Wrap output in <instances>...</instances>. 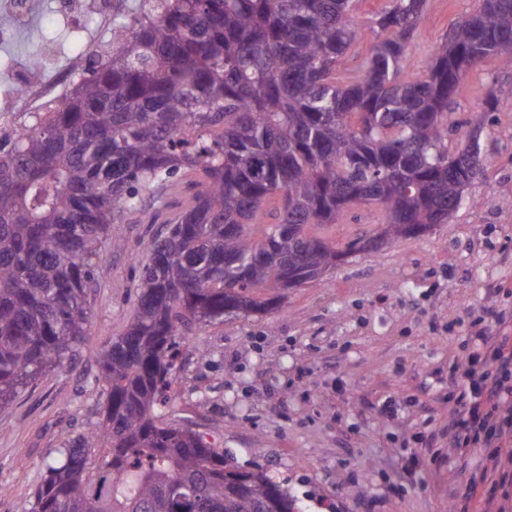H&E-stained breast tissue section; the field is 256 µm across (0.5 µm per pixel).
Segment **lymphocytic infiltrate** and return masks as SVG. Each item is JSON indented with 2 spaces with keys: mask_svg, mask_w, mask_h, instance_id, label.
<instances>
[{
  "mask_svg": "<svg viewBox=\"0 0 512 512\" xmlns=\"http://www.w3.org/2000/svg\"><path fill=\"white\" fill-rule=\"evenodd\" d=\"M486 319L474 324L468 352L450 365L454 390L448 397V437L454 447L484 452V466L453 494L474 512L512 482V475L500 469L503 450L512 447V336L489 333L490 326L511 324L512 316L490 307Z\"/></svg>",
  "mask_w": 512,
  "mask_h": 512,
  "instance_id": "f902f5d3",
  "label": "lymphocytic infiltrate"
}]
</instances>
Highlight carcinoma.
<instances>
[{
  "mask_svg": "<svg viewBox=\"0 0 512 512\" xmlns=\"http://www.w3.org/2000/svg\"><path fill=\"white\" fill-rule=\"evenodd\" d=\"M425 6L389 0L363 21L359 0H147L104 68L0 138V414L84 342L112 225L200 176L98 357V422L44 464L34 512H295L285 483L165 417L173 360L206 325L274 307L287 274L308 284L448 223L484 169L485 113L509 101L492 92L464 122L450 107L470 68L512 70V0H482L407 79ZM367 37L362 68L336 77ZM361 205L384 222L347 250L309 233Z\"/></svg>",
  "mask_w": 512,
  "mask_h": 512,
  "instance_id": "cac0c4a2",
  "label": "carcinoma"
}]
</instances>
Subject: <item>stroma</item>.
<instances>
[{
  "label": "stroma",
  "mask_w": 512,
  "mask_h": 512,
  "mask_svg": "<svg viewBox=\"0 0 512 512\" xmlns=\"http://www.w3.org/2000/svg\"><path fill=\"white\" fill-rule=\"evenodd\" d=\"M481 0H428L406 47L427 63ZM58 0H34L7 49L23 64L46 62L33 80L55 82L74 59L79 77L104 62L112 29L83 20L72 37ZM512 97V72L485 62L470 70L452 110L469 117L489 93ZM485 169L448 223L346 262L278 308L205 326L180 348L166 414L243 470L286 480L300 512H453L450 491L482 460H461L448 442V363L470 343L488 306L512 314V110L489 113L481 133ZM195 176L181 173L164 207L146 203L112 227L91 290L90 334L71 363L42 375L0 415V512H31L55 449L90 431L100 393L97 355L127 328L140 264L167 220L185 209ZM383 216L363 208L315 227L339 248L370 234Z\"/></svg>",
  "instance_id": "35a3bbf8"
}]
</instances>
